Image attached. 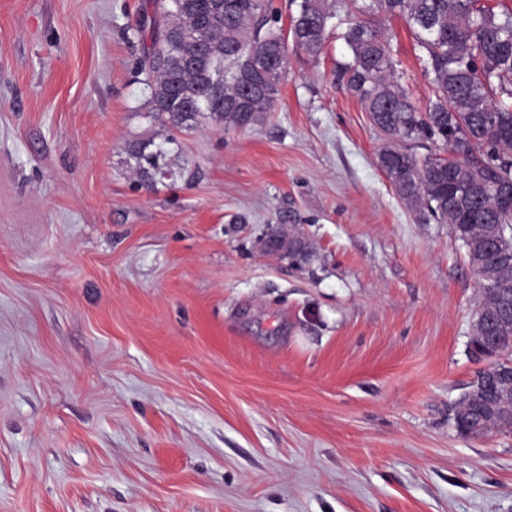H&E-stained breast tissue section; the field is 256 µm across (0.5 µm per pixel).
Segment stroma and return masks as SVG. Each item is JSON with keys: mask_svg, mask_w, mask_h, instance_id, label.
<instances>
[{"mask_svg": "<svg viewBox=\"0 0 512 512\" xmlns=\"http://www.w3.org/2000/svg\"><path fill=\"white\" fill-rule=\"evenodd\" d=\"M147 2L0 0V512H512V433L450 416L487 364L473 270L378 168L346 43L289 52L273 112L204 123L148 191ZM283 224L308 263L259 251Z\"/></svg>", "mask_w": 512, "mask_h": 512, "instance_id": "35a3bbf8", "label": "stroma"}]
</instances>
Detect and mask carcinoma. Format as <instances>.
I'll return each mask as SVG.
<instances>
[{
  "instance_id": "obj_1",
  "label": "carcinoma",
  "mask_w": 512,
  "mask_h": 512,
  "mask_svg": "<svg viewBox=\"0 0 512 512\" xmlns=\"http://www.w3.org/2000/svg\"><path fill=\"white\" fill-rule=\"evenodd\" d=\"M356 15L341 33L351 55L338 81L358 99L387 144L377 164L420 224H446L469 262L483 231L497 232L495 276L479 280V306L507 309L492 333L471 342L497 359L487 372L512 363V7L484 0H348ZM153 11L133 27L143 44L140 73L150 90L145 115L167 126L161 142L141 137L129 156L140 185L173 180L168 164L181 135L207 120L224 128L257 124L272 110L285 73L288 41L319 55L336 13L329 0H299L289 32L278 26L270 0H152ZM405 19L432 94L418 108L401 82L400 62L385 19ZM426 140L444 154L418 156L404 143ZM484 384L471 381L454 407L457 432L488 438L512 431V396L497 395V418L480 420L474 401Z\"/></svg>"
}]
</instances>
